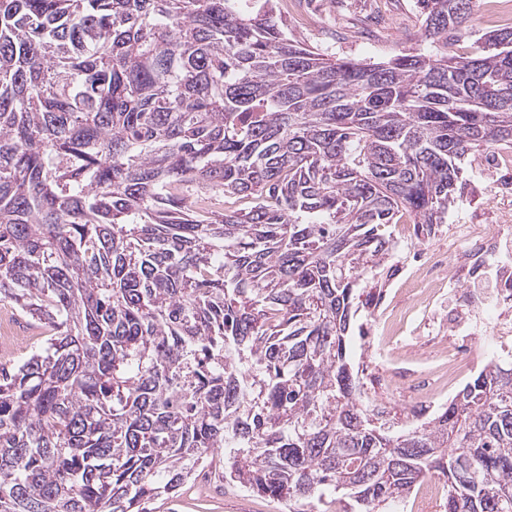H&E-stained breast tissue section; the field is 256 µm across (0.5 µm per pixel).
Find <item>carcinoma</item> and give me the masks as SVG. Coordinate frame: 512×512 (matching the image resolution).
Wrapping results in <instances>:
<instances>
[{
    "instance_id": "1",
    "label": "carcinoma",
    "mask_w": 512,
    "mask_h": 512,
    "mask_svg": "<svg viewBox=\"0 0 512 512\" xmlns=\"http://www.w3.org/2000/svg\"><path fill=\"white\" fill-rule=\"evenodd\" d=\"M274 0H0V302L46 330L0 362V512H156L206 471L286 512H512V353L433 416L348 355L404 215L512 147V27L360 63ZM475 0H418L429 39ZM224 197L197 206L188 188ZM437 475L428 476L421 485L414 491L412 496L404 504L394 507L391 511L396 512H440L439 501L445 494L442 478ZM428 509L427 511L414 510L415 507ZM405 506V509H403ZM404 510V511H401Z\"/></svg>"
}]
</instances>
